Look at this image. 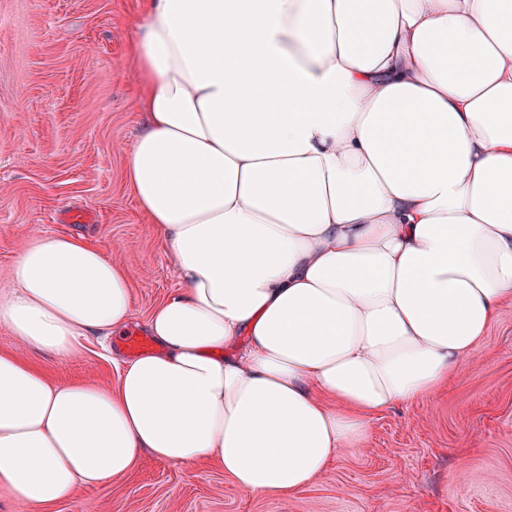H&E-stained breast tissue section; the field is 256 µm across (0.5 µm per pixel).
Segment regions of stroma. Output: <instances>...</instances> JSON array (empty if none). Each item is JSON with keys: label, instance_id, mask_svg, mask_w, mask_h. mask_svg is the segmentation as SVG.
Here are the masks:
<instances>
[{"label": "stroma", "instance_id": "1", "mask_svg": "<svg viewBox=\"0 0 512 512\" xmlns=\"http://www.w3.org/2000/svg\"><path fill=\"white\" fill-rule=\"evenodd\" d=\"M141 0H0V289L42 235H81L132 278L135 320L179 288L137 208L125 155L141 129L130 49ZM0 351L61 382H113L123 342L66 363L0 326ZM51 512H512V304L445 390L376 416L366 447L293 496L239 489L214 466L150 457Z\"/></svg>", "mask_w": 512, "mask_h": 512}]
</instances>
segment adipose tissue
<instances>
[{
    "instance_id": "adipose-tissue-1",
    "label": "adipose tissue",
    "mask_w": 512,
    "mask_h": 512,
    "mask_svg": "<svg viewBox=\"0 0 512 512\" xmlns=\"http://www.w3.org/2000/svg\"><path fill=\"white\" fill-rule=\"evenodd\" d=\"M131 46L126 176L181 287L113 383L0 352V498L47 512L147 455L294 495L512 302V0H144ZM10 279L0 325L62 361L133 317L78 235Z\"/></svg>"
}]
</instances>
